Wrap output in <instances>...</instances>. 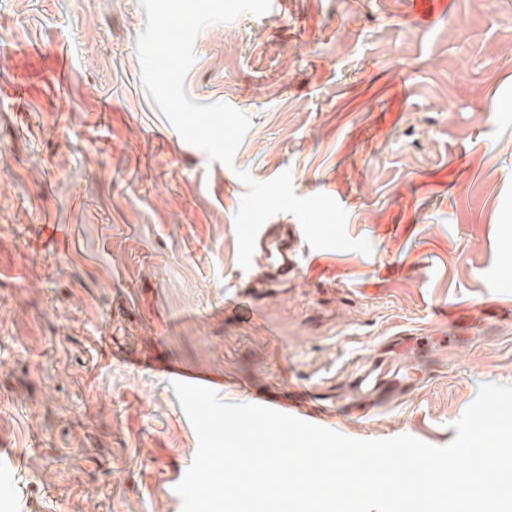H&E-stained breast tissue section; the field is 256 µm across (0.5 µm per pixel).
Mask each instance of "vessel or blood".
Wrapping results in <instances>:
<instances>
[{"mask_svg":"<svg viewBox=\"0 0 512 512\" xmlns=\"http://www.w3.org/2000/svg\"><path fill=\"white\" fill-rule=\"evenodd\" d=\"M252 244L265 259L267 281L284 283L294 278L297 269L294 242L279 227L265 228L253 239ZM423 382V375L403 360L375 357L351 372L349 389L352 399L357 400L361 406V415L365 416L381 403L415 391ZM256 402L319 426L325 423L324 412L301 411L289 400L260 396Z\"/></svg>","mask_w":512,"mask_h":512,"instance_id":"vessel-or-blood-1","label":"vessel or blood"}]
</instances>
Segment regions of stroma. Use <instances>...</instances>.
I'll list each match as a JSON object with an SVG mask.
<instances>
[{
	"label": "stroma",
	"mask_w": 512,
	"mask_h": 512,
	"mask_svg": "<svg viewBox=\"0 0 512 512\" xmlns=\"http://www.w3.org/2000/svg\"><path fill=\"white\" fill-rule=\"evenodd\" d=\"M145 22L0 0V512H181L199 441L166 365L296 400L400 334L428 381L328 428L451 443L480 384H512V0H273L205 28L186 92L252 120L229 166L149 98ZM274 224L281 286L248 245ZM252 245L262 253L266 261L267 282L284 283L295 277L297 262L294 258V241L278 226L266 227L252 240Z\"/></svg>",
	"instance_id": "obj_1"
}]
</instances>
